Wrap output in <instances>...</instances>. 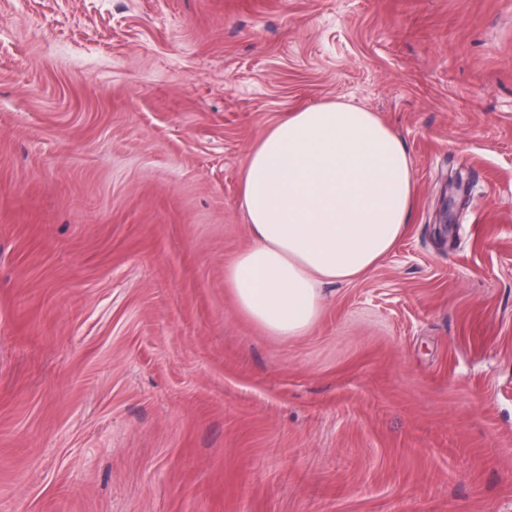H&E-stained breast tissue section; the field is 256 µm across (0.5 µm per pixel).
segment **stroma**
<instances>
[{"mask_svg":"<svg viewBox=\"0 0 512 512\" xmlns=\"http://www.w3.org/2000/svg\"><path fill=\"white\" fill-rule=\"evenodd\" d=\"M336 100L412 218L276 340L245 161ZM0 512H512V0H0Z\"/></svg>","mask_w":512,"mask_h":512,"instance_id":"35a3bbf8","label":"stroma"}]
</instances>
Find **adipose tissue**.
I'll return each mask as SVG.
<instances>
[{
  "instance_id": "obj_1",
  "label": "adipose tissue",
  "mask_w": 512,
  "mask_h": 512,
  "mask_svg": "<svg viewBox=\"0 0 512 512\" xmlns=\"http://www.w3.org/2000/svg\"><path fill=\"white\" fill-rule=\"evenodd\" d=\"M413 192L409 151L376 113L338 101L288 113L244 167L253 244L224 272L239 309L274 339L308 333L324 285L362 276L404 236Z\"/></svg>"
}]
</instances>
